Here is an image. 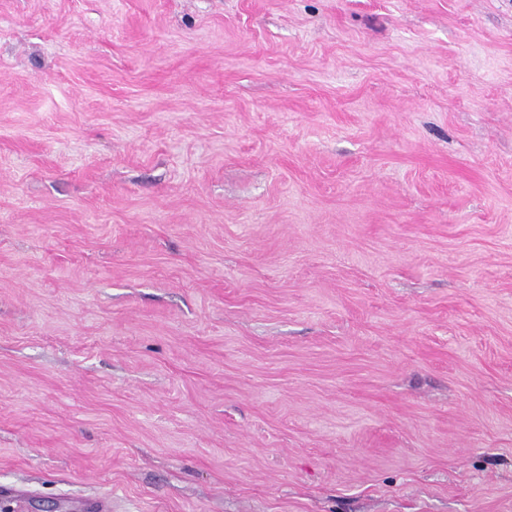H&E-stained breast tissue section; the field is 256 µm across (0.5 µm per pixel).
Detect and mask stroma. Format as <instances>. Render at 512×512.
Wrapping results in <instances>:
<instances>
[{"mask_svg":"<svg viewBox=\"0 0 512 512\" xmlns=\"http://www.w3.org/2000/svg\"><path fill=\"white\" fill-rule=\"evenodd\" d=\"M512 512V0H0V512Z\"/></svg>","mask_w":512,"mask_h":512,"instance_id":"35a3bbf8","label":"stroma"}]
</instances>
